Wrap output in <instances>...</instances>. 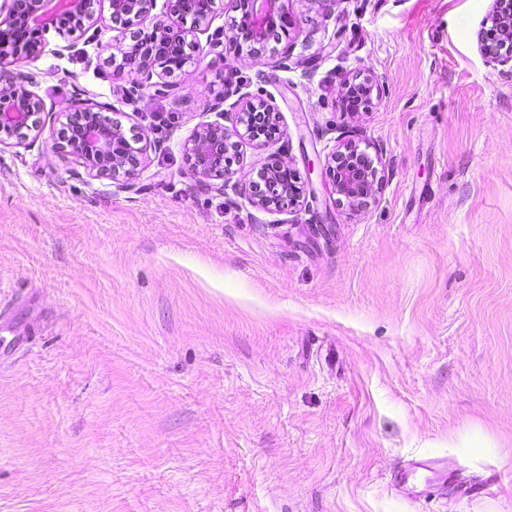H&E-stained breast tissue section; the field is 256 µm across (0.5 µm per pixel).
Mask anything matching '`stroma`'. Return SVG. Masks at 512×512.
Instances as JSON below:
<instances>
[{
    "instance_id": "obj_1",
    "label": "stroma",
    "mask_w": 512,
    "mask_h": 512,
    "mask_svg": "<svg viewBox=\"0 0 512 512\" xmlns=\"http://www.w3.org/2000/svg\"><path fill=\"white\" fill-rule=\"evenodd\" d=\"M285 6L312 48L235 57L218 12L175 98L115 70L105 22L16 62L45 127L0 150V512H512V78L479 49L491 0ZM362 72L372 104L343 112ZM243 95L284 134L244 146L238 177L288 161L296 211L195 187L185 141ZM88 98L150 138L133 191L49 149ZM347 140L382 159L364 211L327 173ZM415 458L452 473L441 498L394 488ZM374 88L373 78L369 74L358 73L345 78L340 83V103L343 112L354 114L366 111L372 103Z\"/></svg>"
}]
</instances>
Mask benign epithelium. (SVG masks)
I'll use <instances>...</instances> for the list:
<instances>
[{
    "mask_svg": "<svg viewBox=\"0 0 512 512\" xmlns=\"http://www.w3.org/2000/svg\"><path fill=\"white\" fill-rule=\"evenodd\" d=\"M153 0H3L0 4V148L29 146L43 134L45 111L37 83L19 79L16 60L39 55L45 34L89 30L109 11L112 28L132 30L131 40H112V63L142 89L175 93L167 78L193 63L194 38L206 32L216 14L217 0H164L163 18L140 25ZM237 14L225 50L236 56L263 54L270 41L289 37L292 23L282 0H224ZM480 52L485 61L512 75V0H493L482 22ZM159 81H153V77ZM375 88L369 74L358 73L340 83V103L347 113L366 111ZM219 119L198 126L184 144L189 170L197 188L231 191L246 196L264 211H292L303 202L305 186L286 161L262 163L257 179H235L247 143L262 149L283 135L281 113L269 100L243 96L229 107L215 105ZM110 109L84 104L60 113V132L53 153L74 158L91 177L104 178L118 191L136 189L149 140L142 131L127 135ZM333 193L356 211L370 207L382 189V175L374 160L350 141L328 157Z\"/></svg>",
    "mask_w": 512,
    "mask_h": 512,
    "instance_id": "obj_1",
    "label": "benign epithelium"
}]
</instances>
